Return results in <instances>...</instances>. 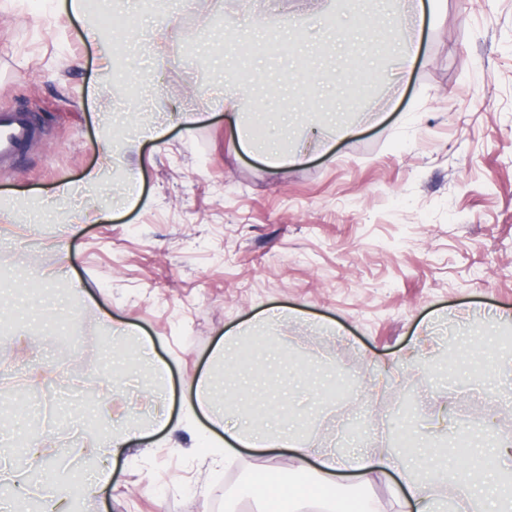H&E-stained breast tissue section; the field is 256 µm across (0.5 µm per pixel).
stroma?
<instances>
[{"instance_id":"stroma-1","label":"stroma","mask_w":512,"mask_h":512,"mask_svg":"<svg viewBox=\"0 0 512 512\" xmlns=\"http://www.w3.org/2000/svg\"><path fill=\"white\" fill-rule=\"evenodd\" d=\"M419 0H0V108L27 110L41 137L0 169V338L11 346L14 407L0 435L25 422L24 405L57 395L63 405L40 437L54 438L52 471L99 411L114 417L164 410L167 427L98 463L113 481L85 512H222L227 486L270 467L293 469L285 449H240L214 469L196 448L205 418L188 423L187 383L222 384L237 361L216 363L225 335L263 339L249 372L260 395L249 418L263 426L286 411L303 434L328 440L336 415L360 408L367 437L397 454L395 432L436 447L448 418L477 444L512 442V378L435 372L443 338L496 343L512 324V0H444L433 22L411 18ZM137 30L85 36L124 16ZM175 23L178 34L146 44ZM412 38L416 62L398 76L395 45ZM370 34L366 53L333 44L342 29ZM119 68L104 79L101 57ZM245 79L260 111L242 123L293 147L295 130L327 137V149L273 171L239 143L225 118V73ZM200 113L193 125L182 117ZM159 117L162 139L105 158L115 135ZM137 168L86 189L103 162ZM101 220L86 217L89 208ZM43 214L38 232L15 213ZM70 248L62 261L58 244ZM54 271L46 281L44 271ZM271 307L288 316L271 325ZM136 329L168 366L164 403L140 397L149 366L104 340L105 316ZM70 338L77 354L64 359ZM344 495L396 512L398 477Z\"/></svg>"}]
</instances>
